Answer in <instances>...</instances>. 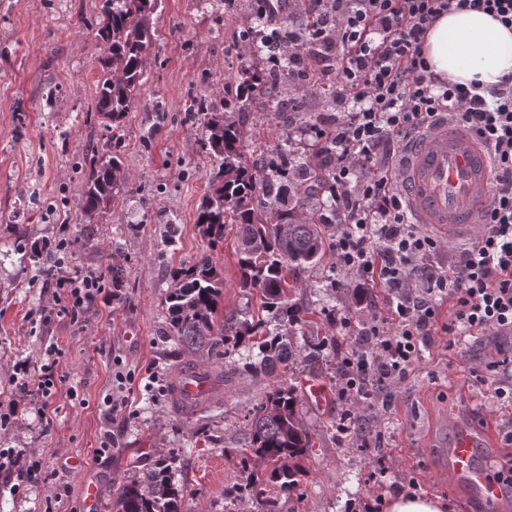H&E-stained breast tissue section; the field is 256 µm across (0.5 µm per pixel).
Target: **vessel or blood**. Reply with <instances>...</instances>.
I'll return each mask as SVG.
<instances>
[{
    "label": "vessel or blood",
    "instance_id": "1",
    "mask_svg": "<svg viewBox=\"0 0 512 512\" xmlns=\"http://www.w3.org/2000/svg\"><path fill=\"white\" fill-rule=\"evenodd\" d=\"M398 182L414 223L435 228L451 242L481 231L479 219L491 201L490 158L447 116H439L430 128L405 142ZM222 399L210 368H180L172 387V401L180 411L194 413ZM448 427L446 480L462 488L482 512H498L503 495L494 472L479 459L484 444L481 427L453 414Z\"/></svg>",
    "mask_w": 512,
    "mask_h": 512
}]
</instances>
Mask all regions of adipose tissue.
I'll list each match as a JSON object with an SVG mask.
<instances>
[{"label":"adipose tissue","instance_id":"obj_1","mask_svg":"<svg viewBox=\"0 0 512 512\" xmlns=\"http://www.w3.org/2000/svg\"><path fill=\"white\" fill-rule=\"evenodd\" d=\"M423 53L442 79L493 85L512 75V29L486 13L455 10L432 25Z\"/></svg>","mask_w":512,"mask_h":512}]
</instances>
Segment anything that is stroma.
<instances>
[{
	"mask_svg": "<svg viewBox=\"0 0 512 512\" xmlns=\"http://www.w3.org/2000/svg\"><path fill=\"white\" fill-rule=\"evenodd\" d=\"M255 7L256 0H234L233 11L215 12L199 0H164L153 16L145 81L115 127L93 103L103 55L99 0H0V410L11 415L0 446L27 449L43 461L38 485L0 493V512H84L92 487L100 512H112L125 478L170 451L187 492L183 512H349L351 502L375 494L368 474L380 457L393 480H415L421 495L440 498L447 512H465V493L440 475L452 407L459 417L479 418L492 436L484 463L512 454L500 405L475 379L503 343L491 331L451 349L446 337H437L395 384L391 409L365 411L366 428L384 435L382 447L363 450L339 440L336 361L353 339H337L325 313L338 308L358 321L367 311L354 283L333 288L330 254L296 276L292 296L308 315L293 329L301 354L292 367L256 377L226 356L216 364L224 373L221 405L193 417L175 412L170 395L145 391L150 374L169 382L178 365L192 361L167 331L164 299L178 271L210 254L224 279L225 315L259 305L256 292L239 286L233 233L213 246L196 224L211 160L188 113L197 97L223 99L225 76L248 67L244 48L228 33L242 29ZM338 111L334 99L323 98L312 114L290 124L278 112H251L242 123L244 142L275 152V133L286 127L304 158L310 149L302 127L330 123ZM104 145L120 151L125 185L91 220L80 204L85 160ZM63 237L72 241L64 255L55 249ZM35 242L50 246L37 262L28 257ZM61 259L107 278L120 269L122 302L97 303L78 324L59 311L43 319L41 308L53 301L42 269ZM49 344L60 350V381L45 406L17 389L10 374L14 362L38 361ZM311 378L323 383L326 403L302 395ZM277 380L300 391L298 411L313 446L299 462L296 492L270 484L262 497L249 499L238 494L246 479L240 433L249 410ZM119 388L127 406L106 414L103 399ZM107 431L112 446L96 455ZM144 442L150 452L141 451Z\"/></svg>",
	"mask_w": 512,
	"mask_h": 512,
	"instance_id": "stroma-1",
	"label": "stroma"
}]
</instances>
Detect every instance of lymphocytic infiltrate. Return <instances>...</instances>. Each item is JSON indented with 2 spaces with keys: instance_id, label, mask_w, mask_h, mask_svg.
Wrapping results in <instances>:
<instances>
[{
  "instance_id": "lymphocytic-infiltrate-1",
  "label": "lymphocytic infiltrate",
  "mask_w": 512,
  "mask_h": 512,
  "mask_svg": "<svg viewBox=\"0 0 512 512\" xmlns=\"http://www.w3.org/2000/svg\"><path fill=\"white\" fill-rule=\"evenodd\" d=\"M315 49L335 54L338 68L321 78L341 106L328 125L311 126L320 153L331 156L336 225L331 249L336 274L362 287L380 288L385 309L369 307L355 347L341 354L336 397L345 410L336 431L357 446L371 445L357 403L390 407L394 385L418 363L435 332L449 346L486 331L512 339V82L465 86L439 78L424 56L433 23L468 8L491 14L512 28V0H315ZM473 135L491 160L492 201L483 230L454 251L448 267L431 255L437 239L408 219L392 172L400 139L420 133L440 114ZM55 305L80 319L96 302L111 303L104 277L65 262L46 273ZM449 301L447 322L440 301ZM55 349L40 366L20 360L12 380L23 391L51 399L57 386ZM481 384L492 389L506 414L512 442V353L485 365Z\"/></svg>"
}]
</instances>
